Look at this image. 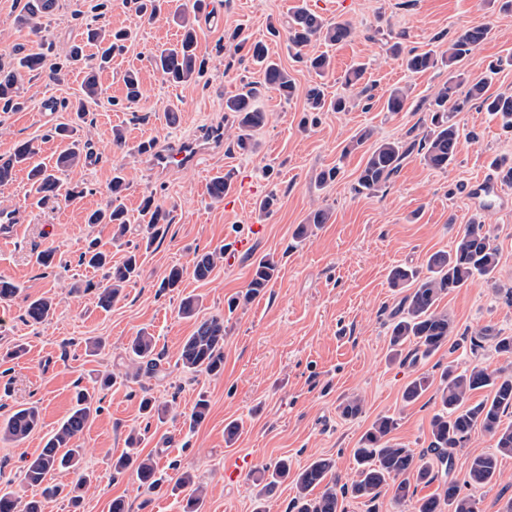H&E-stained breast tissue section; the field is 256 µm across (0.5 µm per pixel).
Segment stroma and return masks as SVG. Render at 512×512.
<instances>
[{
	"instance_id": "1",
	"label": "stroma",
	"mask_w": 512,
	"mask_h": 512,
	"mask_svg": "<svg viewBox=\"0 0 512 512\" xmlns=\"http://www.w3.org/2000/svg\"><path fill=\"white\" fill-rule=\"evenodd\" d=\"M25 2L0 0L2 63L12 62L16 47L49 64L60 61L93 21L129 29L132 38L99 74L104 97L80 127L87 160L64 175L84 188L83 198L36 204L22 171L0 186V207L29 213L17 238L0 248V279L19 287L16 297L0 302V354L16 344L26 348L21 358L0 357V421L33 403L42 414L41 428L26 439L0 441V488L24 500L38 495V488L23 479L26 461L69 415L75 391L93 388L98 375L112 373L116 382L103 392L101 410L81 438L82 467L91 481L77 512H109L118 497L129 512H182L187 489L169 482L156 490L141 487L132 469L113 475V461L127 452L153 459L163 472L174 463L194 474L206 489L202 512H290L296 495L291 480L259 496L254 480L265 467L284 459L295 473L314 459L332 458L340 484L349 485L353 452L380 416L396 419L393 442L416 453L427 447L429 421L440 405L432 388L414 402L404 401V388L415 376L438 379L453 360L465 364L474 358L492 370L512 364L490 342L476 357L465 342L448 343L413 364L387 357L389 324L404 295L390 286V270L397 265L425 270L429 255L454 248L474 223L482 224L499 251L497 270L492 278H475L442 295L439 307L453 319L457 334L472 336L486 326L512 334V185L508 201H496L488 210L468 195L473 180L492 177L489 163L495 156L512 155V132L477 104H467L454 114L464 134L455 166L435 170L420 154H410L372 196L356 190L365 150L343 152L365 128L378 140L421 134L431 95L448 79L442 67L407 71L389 53L393 43L407 50L443 49L467 29L488 27L486 39L458 68L472 79L488 77L490 93L512 94V0H306L307 8L326 21H346L353 28L351 40L330 49L334 66L322 79L326 94L348 97L349 106L315 117L306 110L304 92L319 79L297 62L285 34L273 31L297 0H209L215 19H195L197 51L207 72L198 82L176 86L148 63L151 52L180 35L168 14L147 21L124 0H109L103 8L99 0H58L36 35L16 22ZM240 38L264 41L299 88L288 100L263 92L258 103L268 122L255 134L260 147L254 154L238 151L233 117L224 110L225 97L240 82L262 80L259 68L236 50ZM357 65L364 68L361 79L345 86V74ZM129 69L139 71L142 88L133 104L123 83ZM83 78L73 69L58 82L45 76L24 82L21 108L0 112V155L30 141L37 160L54 164L63 148L54 129L72 114L46 106L75 100ZM404 85L410 88L406 109L387 112L389 90ZM174 112L180 115L176 124L167 119ZM204 125L224 129L223 147L212 150L204 166L158 173L137 149L139 143L178 139ZM116 127L125 132V148L112 143ZM333 166L339 169L335 181L318 187L315 174ZM117 167L128 185L124 203L130 214H137L150 194L169 211L171 224L166 237L142 255L138 276L103 309L95 292L84 288L101 275L80 265L81 252L94 240L118 264L145 234L134 222L116 242L111 225L85 221L87 213L105 206ZM225 174L234 190L223 202H212L209 184ZM271 192L278 197L276 209L259 213L257 202ZM318 208L331 211L330 222L311 237L296 239L297 226ZM241 238L250 245L238 253L235 265L222 261L208 279L194 277L197 253L228 248ZM47 248L56 253L48 269L36 262L37 253ZM264 255L278 261V276L263 294L241 302L253 263ZM174 266L183 268L184 278L171 291L161 281ZM187 295L200 300L197 318L179 314ZM40 296L57 302L46 324L32 323L26 313L28 303ZM213 315L224 319V370L216 376L189 372L179 360L181 345L198 319ZM143 330L154 336L160 356L158 372L150 378L135 375L126 354L130 338ZM90 338L105 343L98 355L86 351ZM146 395L170 405V415L161 421L146 418L140 409ZM201 397L210 409L194 425L189 416ZM350 397L362 404L354 417L341 411ZM231 423L239 431L229 440L224 429ZM133 430L140 431L141 441L131 447L127 437Z\"/></svg>"
}]
</instances>
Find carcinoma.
<instances>
[{"label": "carcinoma", "instance_id": "obj_1", "mask_svg": "<svg viewBox=\"0 0 512 512\" xmlns=\"http://www.w3.org/2000/svg\"><path fill=\"white\" fill-rule=\"evenodd\" d=\"M57 0H29L25 12L18 18V24L38 29L37 20L52 14ZM176 3L174 17L182 29L178 42L154 54L150 63L165 81L170 83L196 82L206 73L205 62L197 55L194 13L197 3L193 0H168ZM288 42L301 47L313 40L335 45L348 40L352 29L346 23H329L309 9L298 6L290 14L285 25ZM487 28H473L457 35L442 53L434 50L424 52L409 51L404 59L406 69L413 73L423 72L442 65L448 68V81L432 95L428 105V120L424 135L419 141L382 140L372 144L364 165L357 177L358 191L368 195L377 193L398 172L401 161L413 150L423 155L429 167L446 170L455 164L463 144L462 134L453 121V113L469 102H476L480 108L502 123L503 128L512 129V95L490 94L482 80L467 81L456 70V65L473 46L486 38ZM86 41L98 48L96 60L88 62L79 45L72 46L65 59L72 65L81 64L84 70L83 96L69 104V110L76 118L83 119L91 104L100 102L103 91L97 80V71L110 65L112 54L122 49L128 34L123 31L107 32L100 27L89 26L85 32ZM247 47V54L253 63L263 70L262 86L274 90L284 99L296 92V85L288 70L270 60L267 45L262 41L247 43L243 40L239 47ZM306 67L318 75L331 68V59L321 53L305 60ZM44 60L35 55H24L16 62L0 63V110L8 112L19 108V80L21 73L34 76L43 73ZM128 102H136L141 95L137 72L130 70L123 76ZM465 94H460L461 87ZM259 89L247 82L240 85L237 92L224 99V110L234 114L237 122V147L243 152H253L256 143L253 132L267 122V113L257 105ZM306 99L311 112H341L346 108V100L336 97L326 99L323 87L316 84L306 91ZM408 100V91L394 88L388 94L385 108L388 112H401ZM55 134L68 140L64 151L56 158L54 165L31 163L33 150L29 143L19 144L8 156H0V185L11 182L18 171H26L31 192L40 199L49 195L62 196L67 202H75L83 197L84 189L67 186L62 174L78 166L87 159V145L75 137L76 130L70 126H59ZM497 179L512 183V159L505 156L491 162ZM126 184L120 172H115L108 187L109 199L105 207L87 215L89 224L112 225L113 239L119 240L127 232L130 223L127 210L122 202ZM231 190L230 179L221 175L213 178L210 185V198L219 203ZM141 223L145 224L143 241L150 248L162 239L170 224L169 214L155 203L154 196L147 195L139 211ZM330 212L317 209L301 224L296 235L306 237L320 225L328 223ZM139 249L128 252L124 262L114 265L109 255L92 244L80 257L81 264L95 271L103 272V283L97 285L98 302L109 307L117 299L124 285L138 274ZM220 252H203L195 256L193 275L204 280L209 277ZM499 264V252L480 224L468 226L454 249L438 251L427 260V274L422 276L416 269L395 266L389 280L396 288H405L407 293L400 302L398 313L390 323L391 359L403 357L404 345L414 344L411 352L413 360L434 355L448 344L454 333L453 321L448 313L438 310V301L443 294H450L471 282L475 277L490 278ZM278 273V263L266 255L253 263L251 279L243 300L251 301L274 280ZM55 303L50 298L33 300L27 308V315L35 324L47 321L54 313ZM493 339L495 349L503 354H512V335L494 331L486 327L478 336L470 339V353L482 348L481 338ZM224 319L211 317L200 321L191 336L184 341L179 360L191 372L217 374L224 369ZM126 351L137 370L152 374L158 370V356L155 352L153 336L142 332L131 338ZM430 377L422 374L407 383L403 392L406 402H413L431 387ZM489 390V395L475 403L469 402L473 392ZM440 410L430 419L429 460L416 455L411 449L392 442L389 435L397 422L391 416L377 418L361 439L360 447L354 450L356 463L355 479L350 488L338 486L333 474L335 462L318 458L302 468L295 476L297 495L294 501L295 512H344L339 495L351 494L354 498H365L372 502L383 492L392 490V499L398 503L413 497L411 483H439L443 494L421 498L415 502L414 512H442L441 503L448 505V512H481V501L472 494L463 492L465 488H484L497 481L500 476L498 456L512 455V425H503L502 417L512 409V375L502 371H490L479 365L461 368L449 363L440 374ZM74 404L61 426L47 439L44 447L28 460L24 479L32 485L42 484L52 470H72L79 474L76 488L89 483V478L80 473L82 449L77 440L93 421L100 410L97 393L79 390L75 393ZM41 416L38 406L30 405L16 410L0 424V438L6 441H21L38 429ZM482 428L495 438V450L480 452L470 458L463 479L454 475V457L458 449L468 447L472 433ZM135 466L141 485L154 489L162 482L157 468L150 458L133 460L122 456L113 463V469L121 472ZM0 512H45L41 500L32 499L24 503L15 498L12 492L0 489Z\"/></svg>", "mask_w": 512, "mask_h": 512}]
</instances>
